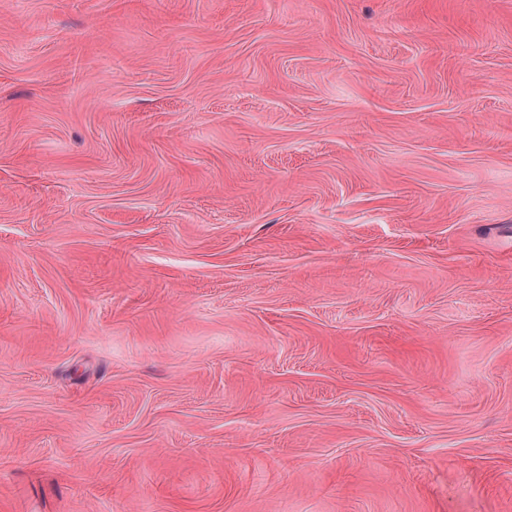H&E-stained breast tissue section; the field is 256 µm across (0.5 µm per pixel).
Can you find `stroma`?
<instances>
[{"instance_id":"obj_1","label":"stroma","mask_w":512,"mask_h":512,"mask_svg":"<svg viewBox=\"0 0 512 512\" xmlns=\"http://www.w3.org/2000/svg\"><path fill=\"white\" fill-rule=\"evenodd\" d=\"M0 512H512V0H0Z\"/></svg>"}]
</instances>
